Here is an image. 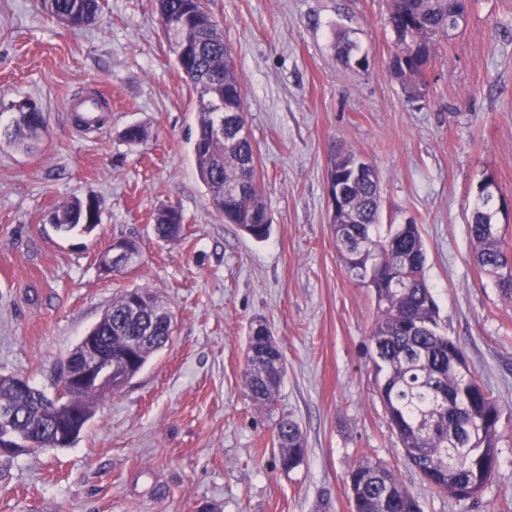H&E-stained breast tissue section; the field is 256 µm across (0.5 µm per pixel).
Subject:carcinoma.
Listing matches in <instances>:
<instances>
[{
    "label": "carcinoma",
    "instance_id": "obj_1",
    "mask_svg": "<svg viewBox=\"0 0 512 512\" xmlns=\"http://www.w3.org/2000/svg\"><path fill=\"white\" fill-rule=\"evenodd\" d=\"M470 0H388L389 24L403 59L390 63L394 77L412 96L427 85L436 42L448 36V26L467 16ZM46 14L61 24L81 29L95 23L98 0H41ZM161 23L175 24L164 32L175 63L196 93L198 130L192 146L196 172L216 211L224 221L236 224L248 236L265 240L272 218L263 202L252 139L239 138L226 128L224 136L210 130L224 118V110L238 112L246 124L241 85L223 25L207 9L205 0H157ZM336 58L341 64L363 67L366 57L346 35H336ZM44 112L34 99H26L13 121L0 126V143L25 151L34 148ZM362 155L338 148L332 154L327 178L344 183L345 200L354 214L339 208L332 216V230L344 267L359 282L374 290L378 313L370 341L374 364L381 375L380 398L396 430L407 462L438 492L467 500L480 494L492 481L499 465L498 441L502 407L493 393L471 374L457 342L442 334L437 305L423 277L427 254L416 224H391L379 233L382 221L377 170L353 177ZM482 206L472 215L469 236L475 260L494 276L501 290L512 297V254L502 250L497 233L489 228L492 196H480ZM159 238L178 237L181 212L166 207L155 217ZM99 223L96 200L78 198L63 206L53 227L67 233L82 224ZM137 307L128 293L112 300L100 321L89 331L94 340L112 352V361L124 365L134 378L150 357L170 340L157 311L166 309L147 288L136 290ZM263 333L249 327L243 382L260 406L272 404L286 375V362L270 328L257 321ZM112 391L80 384L58 390L70 405L55 428L76 439L92 416L97 401ZM51 398L30 386L22 391L0 376V410L23 415L21 433L33 440L30 452L56 447L54 435L40 430ZM282 470L297 467L305 455V438L292 419L274 426ZM480 452L469 463L459 462L456 442ZM353 512H420L419 504L398 472L382 462L362 461L348 471Z\"/></svg>",
    "mask_w": 512,
    "mask_h": 512
}]
</instances>
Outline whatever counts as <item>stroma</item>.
<instances>
[{
    "label": "stroma",
    "mask_w": 512,
    "mask_h": 512,
    "mask_svg": "<svg viewBox=\"0 0 512 512\" xmlns=\"http://www.w3.org/2000/svg\"><path fill=\"white\" fill-rule=\"evenodd\" d=\"M100 2L97 23L73 30L39 0H0V123L26 98L47 115L37 150L0 145V374L55 395L67 356L135 288L170 308L174 329L71 446L0 457V512H352L346 476L362 460L399 471L422 512H512V298L478 267L469 237L489 177L512 250V0H471L418 97L389 70L388 0H208L273 219L264 241L225 223L197 178L196 95L156 0ZM340 32L367 66L337 60ZM97 88L106 119L80 128L67 101ZM133 124L146 142L122 139ZM339 147L376 166L384 220L419 224L439 328L503 409L498 471L476 498L425 483L388 423L369 340L374 292L344 268L330 231L326 173ZM88 196L100 224L57 234L53 215ZM166 206L184 217L174 243L155 233ZM119 238L139 242L141 264L103 273L99 256ZM258 319L287 364L269 411L243 385ZM283 417L306 441L289 472L273 445Z\"/></svg>",
    "instance_id": "obj_1"
}]
</instances>
